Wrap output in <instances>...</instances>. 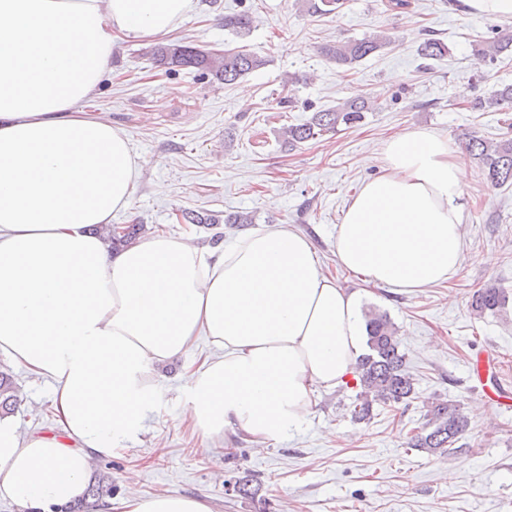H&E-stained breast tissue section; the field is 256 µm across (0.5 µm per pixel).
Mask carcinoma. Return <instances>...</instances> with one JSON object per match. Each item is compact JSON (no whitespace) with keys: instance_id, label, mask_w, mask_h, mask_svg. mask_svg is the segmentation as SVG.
<instances>
[{"instance_id":"1","label":"carcinoma","mask_w":512,"mask_h":512,"mask_svg":"<svg viewBox=\"0 0 512 512\" xmlns=\"http://www.w3.org/2000/svg\"><path fill=\"white\" fill-rule=\"evenodd\" d=\"M302 11L312 15L339 14L346 0H299ZM224 28L245 35L252 28V17L246 13L224 15ZM389 41V35L376 33L362 39L329 42L320 47V53L336 62L340 67L350 68L357 62L378 52ZM512 52V34L497 33L485 42L477 54L495 59ZM148 54L153 63L168 72L194 70L221 84L230 85L240 78L265 67L268 59L238 49L206 51L182 42L158 44ZM419 54L426 60H441L448 54V46L439 39L427 38L419 45ZM507 108L512 105V85H503L493 91L487 99H477L473 108L486 105ZM374 110V102L368 99H346L335 106L316 111L304 123L291 125L285 131L288 146L295 147L327 133L339 131L364 119V113ZM464 151L482 165L487 179L494 186L512 184V138L488 141L476 134L463 142ZM181 224H217L219 220L195 210L180 211ZM143 230L141 224H128L114 231L108 230L112 247L117 248L133 242ZM509 296L503 288L488 287L477 290L471 301V309L478 315L494 312L508 302ZM367 346L369 352L359 358L356 367V403L351 411L352 419L366 420L371 417L373 405L395 406L407 404L414 399L415 378L406 369L405 354L399 351L397 331L385 313L369 312ZM17 389L13 376L0 370V416L11 414L17 407ZM426 421L409 438L407 445L421 451L444 457L456 449L468 432L469 419L458 403L435 401L425 415ZM112 494V484L98 479L88 485L87 500L79 502L64 512H85L96 506L103 497Z\"/></svg>"}]
</instances>
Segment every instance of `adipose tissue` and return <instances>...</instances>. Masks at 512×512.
Listing matches in <instances>:
<instances>
[{
	"label": "adipose tissue",
	"instance_id": "1",
	"mask_svg": "<svg viewBox=\"0 0 512 512\" xmlns=\"http://www.w3.org/2000/svg\"><path fill=\"white\" fill-rule=\"evenodd\" d=\"M197 0H0V354L54 381L61 432L24 435L0 418V498L53 512L85 494L97 460L137 433L161 371L199 339L188 413L206 439L259 445L307 420L315 388L355 372L358 292L323 271L286 225L206 251L158 232L119 250L95 234L131 205L147 159L91 112L117 35L171 32ZM383 172L351 200L336 256L372 285L412 294L453 278L465 252L467 171L446 136L385 144ZM102 512H214L204 499L136 488Z\"/></svg>",
	"mask_w": 512,
	"mask_h": 512
}]
</instances>
